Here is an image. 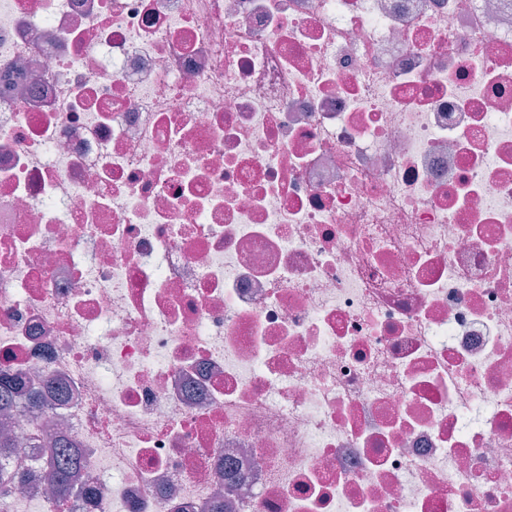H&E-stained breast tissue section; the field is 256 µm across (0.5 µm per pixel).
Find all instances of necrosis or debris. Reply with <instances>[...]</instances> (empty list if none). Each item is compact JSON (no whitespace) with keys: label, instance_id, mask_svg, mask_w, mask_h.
Wrapping results in <instances>:
<instances>
[{"label":"necrosis or debris","instance_id":"1","mask_svg":"<svg viewBox=\"0 0 512 512\" xmlns=\"http://www.w3.org/2000/svg\"><path fill=\"white\" fill-rule=\"evenodd\" d=\"M0 373V512H512V0H0ZM83 457L77 448L60 442L47 454L46 464L60 495L70 494L80 477Z\"/></svg>","mask_w":512,"mask_h":512}]
</instances>
